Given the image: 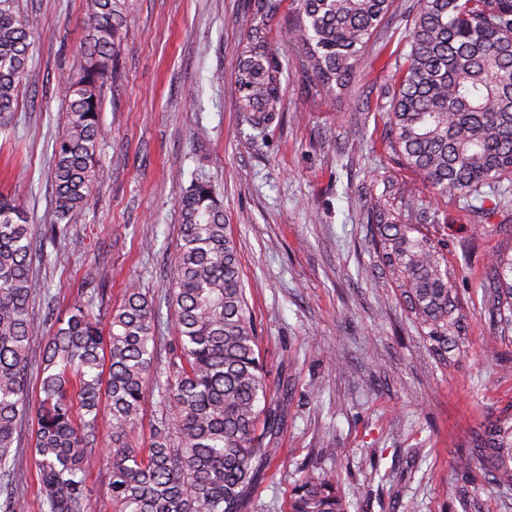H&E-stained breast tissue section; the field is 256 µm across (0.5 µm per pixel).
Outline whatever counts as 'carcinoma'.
Here are the masks:
<instances>
[{
    "label": "carcinoma",
    "mask_w": 512,
    "mask_h": 512,
    "mask_svg": "<svg viewBox=\"0 0 512 512\" xmlns=\"http://www.w3.org/2000/svg\"><path fill=\"white\" fill-rule=\"evenodd\" d=\"M282 0H249L250 49L239 59L238 110L254 127L279 112L284 66L266 37ZM394 0H300L294 34L316 92L345 93ZM127 0H89L76 74L56 95L67 113L56 140L55 202L37 235L25 209L0 200V512H21L15 434L30 410L27 372L33 339L30 302L47 292L31 271L33 253L87 204L96 157L107 137L99 121L105 79L126 19ZM35 18L19 0H0V131L16 110ZM410 51L390 74L387 140L428 183L433 198H455L470 219L487 224L512 210V0H422L409 30ZM497 204L485 207L484 188ZM179 244L169 284L176 319L174 358L156 381L166 412L143 452L130 443L154 364V312L132 284L108 319L92 299L56 319L43 350L34 455L41 512H89L88 474L106 402L112 432L115 512H245V499L279 454L280 419L265 405L268 384L240 276L235 242L213 187L193 182L180 203ZM370 229L382 264L408 311L441 359L459 337L462 306L445 245L424 224H399L377 205ZM495 290L497 332H512V246L483 276ZM488 479L512 485V411L476 440ZM288 512H346L336 483L305 475Z\"/></svg>",
    "instance_id": "carcinoma-1"
}]
</instances>
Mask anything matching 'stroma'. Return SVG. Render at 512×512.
<instances>
[{"instance_id": "35a3bbf8", "label": "stroma", "mask_w": 512, "mask_h": 512, "mask_svg": "<svg viewBox=\"0 0 512 512\" xmlns=\"http://www.w3.org/2000/svg\"><path fill=\"white\" fill-rule=\"evenodd\" d=\"M118 72L104 86L93 196L66 232L33 258L49 289L31 304L29 400L39 399L51 315L85 299L100 266L104 308L128 282L155 303L162 372L175 315L165 295L179 238L178 200L209 182L239 252L268 400L282 420L278 459L248 495L247 512H287L304 475L332 479L349 512H512V487L489 483L473 438L512 407V335L496 333L480 286L512 223L473 224L453 199L385 149L389 69L408 52L421 0H395L351 88L324 99L292 40L295 0L269 25L285 76L280 112L253 128L236 107L234 67L247 44V0H128ZM39 25L8 134L0 133V194L38 221L54 201L53 146L65 122L54 95L77 72L85 0H21ZM419 198L458 270L465 329L447 361L408 314L372 241L368 213L397 218ZM338 456H330V449Z\"/></svg>"}]
</instances>
